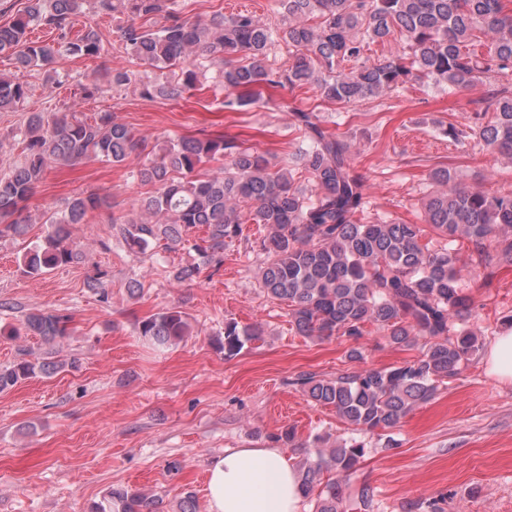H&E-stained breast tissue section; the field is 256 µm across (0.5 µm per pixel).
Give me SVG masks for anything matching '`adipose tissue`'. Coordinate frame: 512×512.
<instances>
[{"label":"adipose tissue","instance_id":"adipose-tissue-1","mask_svg":"<svg viewBox=\"0 0 512 512\" xmlns=\"http://www.w3.org/2000/svg\"><path fill=\"white\" fill-rule=\"evenodd\" d=\"M208 512H302L296 467L282 448H228L208 468Z\"/></svg>","mask_w":512,"mask_h":512}]
</instances>
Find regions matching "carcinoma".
<instances>
[{
	"label": "carcinoma",
	"instance_id": "obj_1",
	"mask_svg": "<svg viewBox=\"0 0 512 512\" xmlns=\"http://www.w3.org/2000/svg\"><path fill=\"white\" fill-rule=\"evenodd\" d=\"M284 28L278 30L249 11L208 18L183 14L179 0H28L24 12L0 24V56L17 71H42L59 82L57 58L97 57L102 37L92 26L73 37L77 18L94 9L118 22L130 69L109 70L114 88L132 87L143 98L177 99L196 88L204 63L220 64L227 91L224 107H249L256 99L239 94L262 85L290 91L313 87L320 98L347 106L383 97L407 84L446 85L448 92L472 90L485 78L493 88L472 100L469 123L450 127L461 148L472 145L512 161V7L509 0H278ZM160 19L152 29L145 23ZM55 32L52 40L29 38L33 28ZM402 53L370 61L374 43L395 36ZM281 41L288 67L274 68L270 52ZM30 84L0 73V112H19ZM292 126L301 144L291 165L278 167L264 156L222 136L166 140L152 146L135 136L112 112L88 116L71 106L66 112H33L25 123L22 158L0 174V237L22 238L30 218H20L46 168L88 160L112 164L138 150L151 158L136 178L154 191L139 199L130 217L108 216L114 234L128 248L151 255L159 248L188 247L200 263L176 270L179 281H193L201 267L224 264V248L243 239V225L258 224L265 235L251 242L263 255L260 285L267 296L285 303L299 334L320 339H357L364 326L376 325L400 347L419 348V356L400 366L369 368L334 379L305 374V396L332 406L359 431L395 428L416 406L431 400L438 383L457 375L480 350L477 335L459 323L471 298L461 288V258L454 249L432 250L418 224L367 217L366 177L353 144L326 127L309 110L293 111ZM222 159L224 168L203 171ZM307 174L296 182L295 170ZM435 190L424 203L425 221L450 242L472 245L470 272L486 276L512 263V191L489 194L459 187L455 173L437 168ZM109 207L95 193L78 195L60 211H45L48 225L40 243L23 247V271L40 276L85 258L72 236L88 213ZM206 237L192 239L194 229ZM70 317L37 310L25 315L12 333L39 336L52 344L69 333ZM187 314L166 308L139 322L138 333L166 348L190 334ZM259 331L224 322L220 350L230 358L257 339ZM69 366L48 356L21 359L0 367V392L40 373ZM364 456V445L344 442L318 448L298 467L305 495L316 494V512H337L344 489L324 473H347ZM159 500L138 490L113 488L96 512H158Z\"/></svg>",
	"mask_w": 512,
	"mask_h": 512
}]
</instances>
